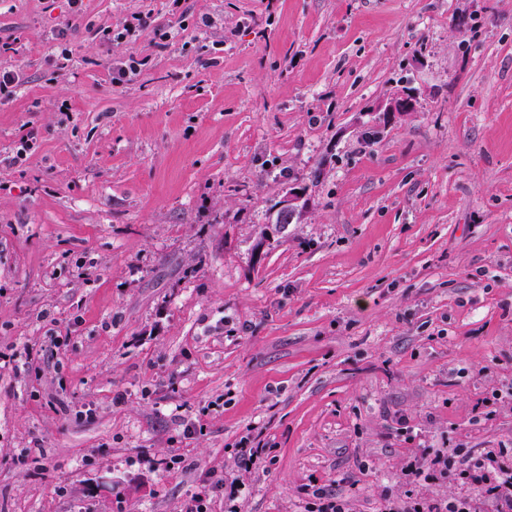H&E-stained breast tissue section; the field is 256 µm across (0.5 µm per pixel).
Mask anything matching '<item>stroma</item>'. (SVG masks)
I'll return each mask as SVG.
<instances>
[{"label": "stroma", "instance_id": "1", "mask_svg": "<svg viewBox=\"0 0 512 512\" xmlns=\"http://www.w3.org/2000/svg\"><path fill=\"white\" fill-rule=\"evenodd\" d=\"M1 43L0 512H378L512 444V0H0ZM133 20L137 21V23L125 21L121 28L117 27L116 29L112 28V25L109 24L101 25L97 28L96 34L103 40L133 38L141 29L140 19L133 17Z\"/></svg>", "mask_w": 512, "mask_h": 512}]
</instances>
